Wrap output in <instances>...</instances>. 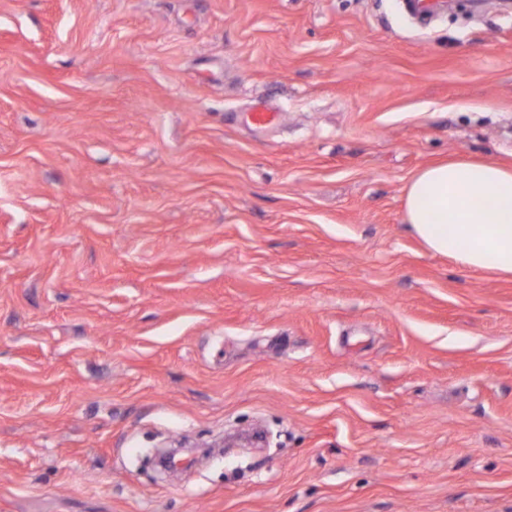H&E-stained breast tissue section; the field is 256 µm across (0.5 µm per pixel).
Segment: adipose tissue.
<instances>
[{"label":"adipose tissue","mask_w":512,"mask_h":512,"mask_svg":"<svg viewBox=\"0 0 512 512\" xmlns=\"http://www.w3.org/2000/svg\"><path fill=\"white\" fill-rule=\"evenodd\" d=\"M404 212L430 251L512 276V167L489 161L430 164L409 182Z\"/></svg>","instance_id":"ef3b65f1"}]
</instances>
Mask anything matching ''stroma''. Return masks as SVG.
Here are the masks:
<instances>
[{
  "label": "stroma",
  "instance_id": "1",
  "mask_svg": "<svg viewBox=\"0 0 512 512\" xmlns=\"http://www.w3.org/2000/svg\"><path fill=\"white\" fill-rule=\"evenodd\" d=\"M447 158L512 164L497 0H0V512H512V277L404 220Z\"/></svg>",
  "mask_w": 512,
  "mask_h": 512
}]
</instances>
